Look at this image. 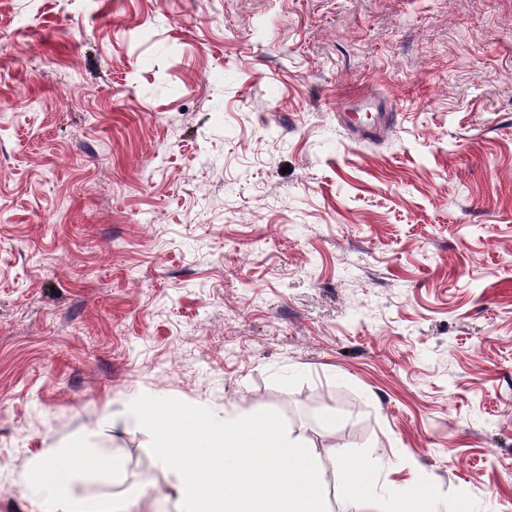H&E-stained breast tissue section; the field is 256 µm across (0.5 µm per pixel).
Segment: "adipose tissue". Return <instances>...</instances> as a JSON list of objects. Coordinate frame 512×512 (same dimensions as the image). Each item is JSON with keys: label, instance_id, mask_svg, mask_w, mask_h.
I'll use <instances>...</instances> for the list:
<instances>
[{"label": "adipose tissue", "instance_id": "ef3b65f1", "mask_svg": "<svg viewBox=\"0 0 512 512\" xmlns=\"http://www.w3.org/2000/svg\"><path fill=\"white\" fill-rule=\"evenodd\" d=\"M66 457L63 463L47 458L33 461L29 475L33 505L39 510L51 505L53 512H112L111 502L75 498L71 486L80 472H119V460L103 453L89 454L77 446L68 448Z\"/></svg>", "mask_w": 512, "mask_h": 512}]
</instances>
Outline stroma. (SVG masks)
I'll use <instances>...</instances> for the list:
<instances>
[{
    "label": "stroma",
    "instance_id": "obj_1",
    "mask_svg": "<svg viewBox=\"0 0 512 512\" xmlns=\"http://www.w3.org/2000/svg\"><path fill=\"white\" fill-rule=\"evenodd\" d=\"M142 395L278 411L328 512H512V0H0V512L72 441L178 512ZM375 110L370 122L358 123L351 118V112ZM343 126L348 130L353 139L378 140L391 129L396 122V113L389 109L386 103L372 97H363L347 105L344 112L337 113ZM374 482V472L368 466V476L361 482L348 498L344 512H364L365 499L371 491Z\"/></svg>",
    "mask_w": 512,
    "mask_h": 512
}]
</instances>
